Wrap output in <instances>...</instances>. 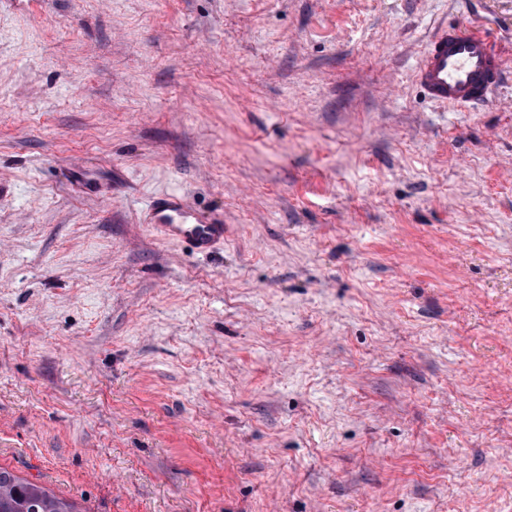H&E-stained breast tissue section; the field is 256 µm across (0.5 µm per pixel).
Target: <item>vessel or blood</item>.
Segmentation results:
<instances>
[{"label":"vessel or blood","instance_id":"b4317fda","mask_svg":"<svg viewBox=\"0 0 512 512\" xmlns=\"http://www.w3.org/2000/svg\"><path fill=\"white\" fill-rule=\"evenodd\" d=\"M503 73V56L490 34L467 31L449 21L436 29L416 64L414 78L432 101L461 109L485 103ZM145 216L162 237L188 242L200 253L224 242L223 222L197 214L176 193L154 198Z\"/></svg>","mask_w":512,"mask_h":512}]
</instances>
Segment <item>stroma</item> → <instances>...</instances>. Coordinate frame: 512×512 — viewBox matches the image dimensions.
Here are the masks:
<instances>
[{
	"mask_svg": "<svg viewBox=\"0 0 512 512\" xmlns=\"http://www.w3.org/2000/svg\"><path fill=\"white\" fill-rule=\"evenodd\" d=\"M453 17L506 63L465 111L413 82ZM0 468L81 512H512V0H0ZM144 214L162 237L188 242L197 252L207 253L224 244V222L197 214L177 193L154 198Z\"/></svg>",
	"mask_w": 512,
	"mask_h": 512,
	"instance_id": "35a3bbf8",
	"label": "stroma"
}]
</instances>
